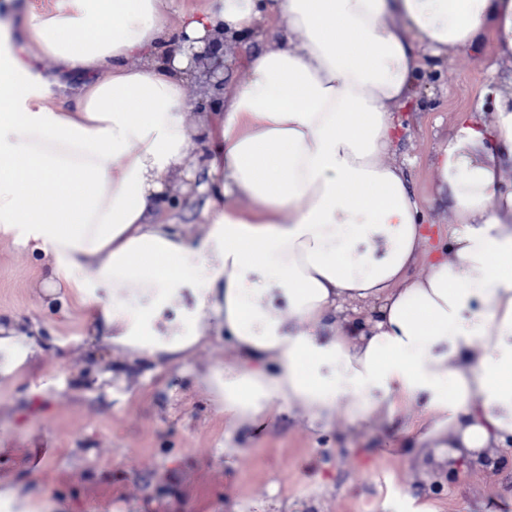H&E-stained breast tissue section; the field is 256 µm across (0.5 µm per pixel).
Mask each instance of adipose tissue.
<instances>
[{"instance_id":"obj_1","label":"adipose tissue","mask_w":512,"mask_h":512,"mask_svg":"<svg viewBox=\"0 0 512 512\" xmlns=\"http://www.w3.org/2000/svg\"><path fill=\"white\" fill-rule=\"evenodd\" d=\"M272 22L279 37L246 80L186 124L192 51ZM489 30L512 55V0H0V235L46 266L51 306H94L130 359L185 360L223 326L235 361L200 379L230 429L295 407L317 430L341 407L359 428L412 407L413 452L448 447L470 466L512 452V95L434 158L455 222L424 274L409 273L420 206L382 161L421 50ZM199 136L216 197L193 244L173 230L167 187L197 166ZM187 288L191 327L159 335ZM367 301L376 313L359 316ZM0 350L8 376L38 348L0 326Z\"/></svg>"}]
</instances>
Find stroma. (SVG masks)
Returning <instances> with one entry per match:
<instances>
[{
  "label": "stroma",
  "instance_id": "obj_1",
  "mask_svg": "<svg viewBox=\"0 0 512 512\" xmlns=\"http://www.w3.org/2000/svg\"><path fill=\"white\" fill-rule=\"evenodd\" d=\"M263 37L224 44V92L245 80L244 60ZM512 93V57L499 55L492 33L478 47L433 56L399 112L401 133L385 161L403 168L419 201L428 238L413 274L427 270L439 231L454 222L447 193L432 167L465 111ZM205 168L174 172L168 197L177 202L174 229L189 241L205 238L206 195L188 191L206 182ZM44 268L22 246L0 237V325L29 328L41 349L11 377L0 378V512H392L410 499L432 497L439 512H486L512 487V457L473 466L431 493L441 467L402 448L405 417L371 419L352 427L337 410L331 430L308 427L300 409L274 422L224 433V416L196 373L232 363L223 327L184 363L129 361L102 339L90 308H47L36 282Z\"/></svg>",
  "mask_w": 512,
  "mask_h": 512
}]
</instances>
